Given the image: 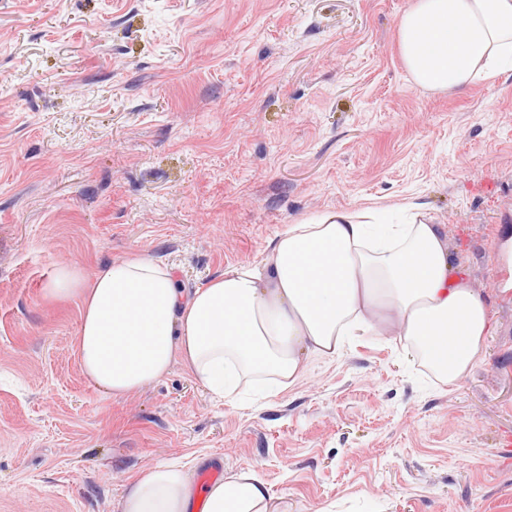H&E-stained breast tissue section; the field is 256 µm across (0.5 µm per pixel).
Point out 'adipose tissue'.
<instances>
[{"mask_svg":"<svg viewBox=\"0 0 512 512\" xmlns=\"http://www.w3.org/2000/svg\"><path fill=\"white\" fill-rule=\"evenodd\" d=\"M415 82L456 92L512 72V0H413L398 23ZM46 291L80 299L77 354L87 379L115 396L158 381L181 361L208 392L294 385L308 356L341 355L354 336L390 337L442 383L485 351L492 315L421 204L325 210L285 225L262 262L185 293L172 268L139 254L92 278L60 267ZM274 512L255 474L197 490L157 464L130 481L122 512Z\"/></svg>","mask_w":512,"mask_h":512,"instance_id":"ef3b65f1","label":"adipose tissue"}]
</instances>
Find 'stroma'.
Masks as SVG:
<instances>
[{"label": "stroma", "instance_id": "35a3bbf8", "mask_svg": "<svg viewBox=\"0 0 512 512\" xmlns=\"http://www.w3.org/2000/svg\"><path fill=\"white\" fill-rule=\"evenodd\" d=\"M413 0H0V512H122L124 479L257 473L282 512H512V77L416 84ZM424 204L495 325L437 383L355 337L225 405L182 363L128 396L84 375L80 301L131 253L185 291L329 209Z\"/></svg>", "mask_w": 512, "mask_h": 512}]
</instances>
